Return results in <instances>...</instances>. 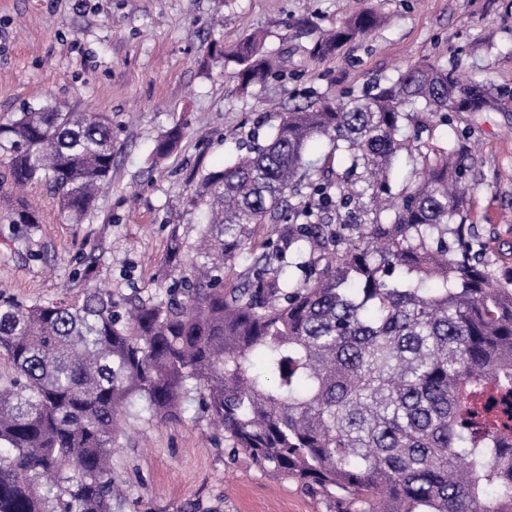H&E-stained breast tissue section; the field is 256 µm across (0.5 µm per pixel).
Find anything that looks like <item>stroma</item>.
<instances>
[{"label":"stroma","mask_w":512,"mask_h":512,"mask_svg":"<svg viewBox=\"0 0 512 512\" xmlns=\"http://www.w3.org/2000/svg\"><path fill=\"white\" fill-rule=\"evenodd\" d=\"M382 23L335 56L312 55L316 35L351 8ZM288 59L266 83L242 88L233 46L252 32ZM430 63L465 84L512 90V0H0V120L27 107L65 105L112 118V175L83 223L65 224L47 184L20 195L42 224L18 250L0 223V290L23 303L70 300L90 288L147 298L166 287L171 238L193 245L202 228L190 198L207 172L246 153L283 113L348 100ZM187 133L163 160L156 140ZM403 135L391 195L413 167L462 151L471 193L463 211L487 248L494 278L512 277V112L418 113ZM181 420L148 414L118 435L112 512H336L337 499L232 454L222 429L184 400Z\"/></svg>","instance_id":"obj_1"}]
</instances>
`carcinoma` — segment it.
Returning a JSON list of instances; mask_svg holds the SVG:
<instances>
[{
  "instance_id": "1",
  "label": "carcinoma",
  "mask_w": 512,
  "mask_h": 512,
  "mask_svg": "<svg viewBox=\"0 0 512 512\" xmlns=\"http://www.w3.org/2000/svg\"><path fill=\"white\" fill-rule=\"evenodd\" d=\"M380 22L353 14L313 43L317 58ZM243 88L277 65L250 34L234 50ZM433 64L348 102L295 108L247 153L206 173L192 197L204 224L186 269L169 247L173 286L143 300L87 290L74 301L26 304L0 295V512H112V453L137 407L177 418L188 385L232 447L326 492L341 512H512V288L492 280L483 244L462 220L463 157L423 162L399 200L381 194L397 169L409 107L447 119L448 86ZM457 108L482 111L459 87ZM156 141L165 157L183 138ZM327 140L346 163L348 207L358 170L370 177L372 221L343 237L325 221L334 200L306 159ZM0 196L46 182L60 215L81 224L112 173V118L66 106L0 122ZM309 193L287 214L302 181ZM6 220L42 223L23 199ZM277 241L252 278L224 289L256 228ZM306 278L283 275L288 253Z\"/></svg>"
}]
</instances>
